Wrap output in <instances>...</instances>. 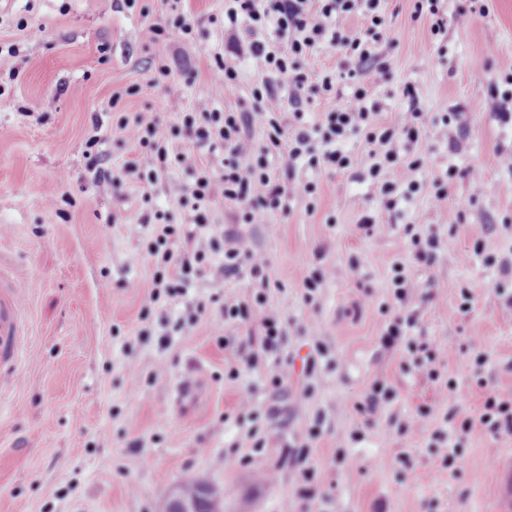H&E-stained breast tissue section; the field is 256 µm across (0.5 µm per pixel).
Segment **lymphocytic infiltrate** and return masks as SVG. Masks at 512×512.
Segmentation results:
<instances>
[{"mask_svg":"<svg viewBox=\"0 0 512 512\" xmlns=\"http://www.w3.org/2000/svg\"><path fill=\"white\" fill-rule=\"evenodd\" d=\"M354 13L363 15L368 26L364 33L350 36L339 20ZM225 17L232 25L245 19L255 29L274 27L284 38L280 45L260 40L249 45L250 54L270 74L269 80L253 91L257 113L216 109V101L223 98L238 76L235 56H220L215 61L210 85L194 110L181 113L178 122L172 125L140 117L129 126L130 137L141 148L137 158L126 160L118 169L109 167L100 148L101 140L94 137L88 142V163L98 186L107 191L120 188L128 180L154 185L174 166L189 170L191 175L190 182L174 189L180 209L187 214L188 225L174 223L161 211L142 215L140 219V244L143 253L152 259L154 272L142 305L143 325L135 336L136 342L153 340L159 348H167L174 337L189 333L211 309L223 321H257L256 331L250 332L246 347L239 349L238 362L230 366L228 375L237 377L244 367L268 369L273 397H288L297 411L311 397L310 381L320 365L334 362L332 349L324 341H315L302 363L305 384L296 391L289 387L288 368L294 363L284 348L289 320L268 306V260L261 252L249 248L237 232L211 223L212 204L217 198H224L239 207L242 223H266L270 213L289 211L292 199L314 194L312 183L298 179L297 162L305 159L313 166L348 168L351 158L343 145L350 134L357 132L365 135L367 156L372 161L369 172L379 179L381 195L389 199L399 192L403 197H411L420 191V182L411 178L400 182L385 180L381 173L399 162L392 148L396 137L419 139L425 116L418 103L413 102L395 124L386 126L379 119L380 103L374 90L390 73L389 64L378 52L385 38L382 0H323L317 9L312 8L310 0H232ZM321 45L344 52L347 62L339 72L315 71L311 58L314 49ZM340 79L349 81L353 88L349 104L324 113L318 124L303 125L302 106L309 93L331 92ZM277 82L288 87V97L275 93L273 85ZM288 103L293 105L298 122L290 135L278 120ZM258 117L267 126L266 144L259 149L254 147L251 135ZM200 147L221 154L220 169L196 164L194 151ZM281 151L287 153L288 162L277 171L270 158ZM406 234L411 244L408 258L392 267V297L400 309L417 297L433 301L432 292H420L412 270L434 265L447 247L438 235L423 233L413 224L407 225ZM181 238L186 241L185 247L174 250V241ZM211 269L225 279L248 276L256 287L252 301L224 293L199 298L198 285ZM416 323L415 315H394L383 325L380 343L386 349L403 348L415 367L424 369L431 379H439L444 352L412 336ZM443 420L451 424V432L439 429L435 435L438 442L452 444L442 460L443 467L451 469L459 457L461 436L473 425H481L495 437L512 436V391H488L478 417L462 418L451 408ZM324 423V415H317L305 438L287 445L279 458L280 464L296 475L300 512H319L321 496L315 486L317 471L310 463V447L320 438Z\"/></svg>","mask_w":512,"mask_h":512,"instance_id":"obj_1","label":"lymphocytic infiltrate"}]
</instances>
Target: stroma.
<instances>
[{
    "instance_id": "stroma-1",
    "label": "stroma",
    "mask_w": 512,
    "mask_h": 512,
    "mask_svg": "<svg viewBox=\"0 0 512 512\" xmlns=\"http://www.w3.org/2000/svg\"><path fill=\"white\" fill-rule=\"evenodd\" d=\"M146 3L144 16L126 0H0V270L19 287L28 352L22 375L0 384V512H156L174 484L197 479L223 490L224 512H299L295 478L277 465L279 447L304 438L320 412L328 430L311 460L324 512H512V437L473 428L453 471L432 440L448 407L473 417L486 391L512 389L505 369L512 306L495 297L498 273L484 262L488 253L512 259V230L486 235L480 252L467 234L488 216L512 215V176L494 167L497 151L512 152V125L481 110L491 83L512 74V0H489L483 17L445 0L446 52L433 57L423 53L430 22L413 19V0H385L380 50L391 72L376 90L382 121L394 123L415 99L427 117L452 112L466 127L454 149L430 130L418 142H395L402 161H422L413 177L424 188L413 198L385 208L356 133L344 144L349 168L299 164V177L316 192L293 200L289 213L242 224L230 203H213L212 223L266 255L271 280L284 285L269 305L291 321L288 352L303 358L320 339L336 355L294 419L266 418L270 447L245 460L232 450L245 440V416L265 415L272 403L263 371L223 376L249 325L221 324L208 313L167 350L152 342L124 347L141 325L153 273L140 248V218L152 207L182 222L167 187L189 182L188 172L175 167L156 187L128 181L107 192L86 167V143L101 133L110 166L121 167L141 149L120 119L177 122L196 106L218 55L255 35L274 41L276 33L251 34L243 21L229 38L224 0H180L193 27L186 54L178 36L153 32L171 0ZM162 60L182 85L177 96L157 81ZM265 77L259 63L242 57L218 109L252 110V91ZM131 86L137 94H128ZM473 166L483 167L482 184L462 177ZM450 168L460 172L449 190L463 211L459 232L433 267L414 271L419 283L437 287L435 303L412 304L414 335L448 352L441 380L433 381L419 369L403 372L402 350L380 348V305L390 298L392 264L408 256L406 225L447 235L430 184ZM367 216L380 219V231L360 230ZM322 265L334 274L314 308L304 302V280ZM463 287L475 295L467 313L459 309ZM220 336L234 346L220 348ZM472 340L489 354V367L475 368L461 353ZM377 379L396 397L366 428L353 404ZM184 380L189 393L176 398L171 388ZM448 380L454 390H446ZM424 405L434 409L425 420L418 416ZM393 417L409 431L391 426Z\"/></svg>"
}]
</instances>
